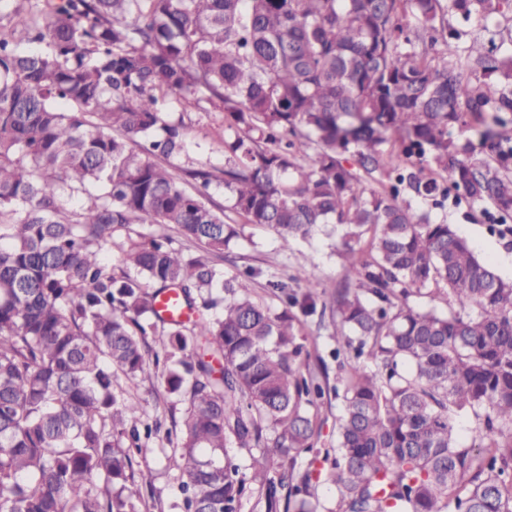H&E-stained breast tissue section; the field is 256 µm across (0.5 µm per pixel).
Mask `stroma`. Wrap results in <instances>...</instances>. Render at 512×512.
<instances>
[{"label":"stroma","mask_w":512,"mask_h":512,"mask_svg":"<svg viewBox=\"0 0 512 512\" xmlns=\"http://www.w3.org/2000/svg\"><path fill=\"white\" fill-rule=\"evenodd\" d=\"M174 117L184 122L186 151L175 158V165L184 168L223 167L224 119L207 102L181 109L174 108ZM437 222L454 224L478 256L488 261L503 278L512 279V235L505 234L502 225L493 223L491 209L466 200L448 201L445 208L433 209ZM315 265L316 277L311 286L316 291L333 287L344 276L339 259L333 252L332 239L320 235L311 242H301L292 249L282 250L277 236L270 230L243 225L237 243L224 253L222 267L232 274L245 265L262 267L274 272L290 270L300 265ZM116 392L135 393L148 417H160L165 428H172L188 406L186 397L165 393L157 383L130 382L118 377ZM171 449L164 436L151 439L136 458L134 468L144 483L145 496L155 501L154 512H179V471L167 465Z\"/></svg>","instance_id":"obj_1"}]
</instances>
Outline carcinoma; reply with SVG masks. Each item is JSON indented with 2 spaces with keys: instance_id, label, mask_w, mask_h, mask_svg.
<instances>
[{
  "instance_id": "carcinoma-1",
  "label": "carcinoma",
  "mask_w": 512,
  "mask_h": 512,
  "mask_svg": "<svg viewBox=\"0 0 512 512\" xmlns=\"http://www.w3.org/2000/svg\"><path fill=\"white\" fill-rule=\"evenodd\" d=\"M453 17L476 30L464 55ZM502 19L512 0L16 10L0 29V512H148L133 462L161 422L115 392L120 375L188 397L166 434L181 512H512V282L421 209L452 191L512 220ZM199 95L234 132L222 168L169 164L185 141L168 109ZM467 115L484 158L452 135ZM220 185L232 218L211 200ZM241 223L285 250L333 225L343 282L319 295L312 267L224 275ZM115 248L117 272L101 261ZM257 280L282 311L254 297ZM167 290L189 320L156 309ZM426 296L448 312L412 305ZM312 318L336 340L333 375L306 349ZM340 404L332 401V408L329 412L323 411L320 415V444L321 448H330V442L336 439V415L339 414Z\"/></svg>"
}]
</instances>
